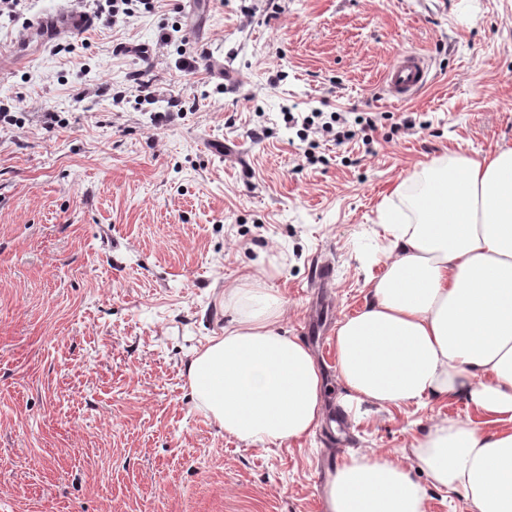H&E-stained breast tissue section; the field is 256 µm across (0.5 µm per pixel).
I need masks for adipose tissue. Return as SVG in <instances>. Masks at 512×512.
<instances>
[{
  "label": "adipose tissue",
  "mask_w": 512,
  "mask_h": 512,
  "mask_svg": "<svg viewBox=\"0 0 512 512\" xmlns=\"http://www.w3.org/2000/svg\"><path fill=\"white\" fill-rule=\"evenodd\" d=\"M386 242L371 299L336 326L338 404L355 420L460 398L474 417L437 420L408 460L349 452L325 490L329 512H426L423 472L472 512H512V145L480 159L443 154L399 177L377 206ZM260 267L224 291L233 317L194 351V407L249 443L310 435L324 418L322 372L281 324Z\"/></svg>",
  "instance_id": "adipose-tissue-1"
}]
</instances>
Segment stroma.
Returning <instances> with one entry per match:
<instances>
[{
  "mask_svg": "<svg viewBox=\"0 0 512 512\" xmlns=\"http://www.w3.org/2000/svg\"><path fill=\"white\" fill-rule=\"evenodd\" d=\"M61 6L77 8L29 0L0 22V49L31 57L0 59L15 119L0 128V512H323L320 433L230 436L195 410L184 367L223 335L225 288L261 264L335 408L336 323L382 271L358 260L382 197L444 153L512 145V0H212L194 16L157 0L123 27L25 41ZM407 49L431 80L396 102L383 78ZM203 52L223 76L180 70ZM140 79L182 111L152 124L167 105L139 102ZM314 109L376 126L320 139L311 164L283 114ZM317 256L333 262L321 293ZM469 412L451 399L350 418L349 448H408Z\"/></svg>",
  "mask_w": 512,
  "mask_h": 512,
  "instance_id": "35a3bbf8",
  "label": "stroma"
}]
</instances>
